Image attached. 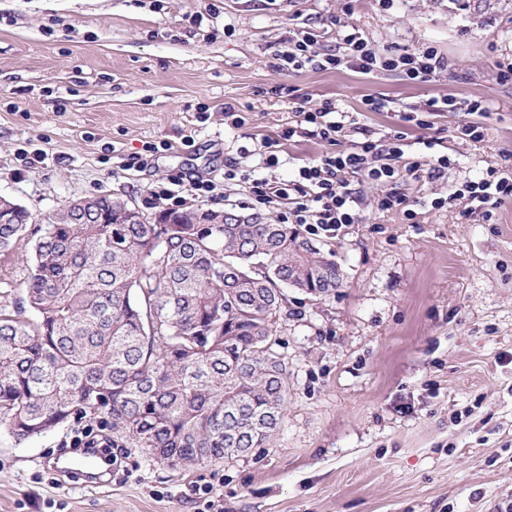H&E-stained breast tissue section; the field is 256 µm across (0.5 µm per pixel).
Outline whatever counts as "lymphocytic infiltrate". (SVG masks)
I'll return each mask as SVG.
<instances>
[{
    "label": "lymphocytic infiltrate",
    "instance_id": "1",
    "mask_svg": "<svg viewBox=\"0 0 512 512\" xmlns=\"http://www.w3.org/2000/svg\"><path fill=\"white\" fill-rule=\"evenodd\" d=\"M344 48L336 53H326L320 48L318 34L314 29L302 28L291 40L288 51L272 55L270 68L273 72L284 70L299 71L308 66L337 70L347 68L361 74L376 71H397L407 79L418 83H429L448 67V60L439 49L429 42H422L413 48H396L386 53H377L371 42L364 38L358 28H351L341 36ZM288 105L295 119L294 125L283 132L284 139H292L297 127H304L307 135L328 144L329 149L299 167L288 179L269 177V170L278 168L280 161L273 154L272 142H265L259 165L264 176L250 178L240 171L236 163H227L222 180L197 179L183 183L173 178V186L164 190L167 200L177 199V187L188 186L194 195L205 197L214 192L219 184L246 182L250 185V199L253 206L274 208L278 211L280 223L304 227L308 234L335 237L345 224L360 221L355 211V191L350 186V177L381 186L383 192L377 208L381 211L399 210L406 217H414L411 201L396 191L395 184L403 177H428L440 179L448 172L451 163L448 155L433 153L432 141H424L423 151L414 160H406L402 143L407 134L395 132L384 139L365 137L363 125L352 113L343 111L336 101L323 99L310 104L300 94H289ZM464 112L465 117L455 129L456 138L480 142L485 137L484 116L490 112L486 101L480 99L457 100L452 96L433 99L427 109L405 113L404 120L411 127L425 130L430 128L429 116L434 112ZM358 134V141L349 148L338 149L337 143L343 133ZM453 198L466 200L463 217L481 214L484 221L495 223L499 209L512 201V168L490 167L481 178L456 186Z\"/></svg>",
    "mask_w": 512,
    "mask_h": 512
}]
</instances>
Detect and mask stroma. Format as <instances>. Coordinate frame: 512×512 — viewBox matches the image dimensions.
Wrapping results in <instances>:
<instances>
[{"instance_id": "1", "label": "stroma", "mask_w": 512, "mask_h": 512, "mask_svg": "<svg viewBox=\"0 0 512 512\" xmlns=\"http://www.w3.org/2000/svg\"><path fill=\"white\" fill-rule=\"evenodd\" d=\"M342 0H0V196L31 221L0 250V308L23 306L41 219L68 202L112 194L144 215L171 208L170 179L218 178L226 161L255 169V149L280 142L276 177L325 151L282 139L291 86L360 115L383 136L434 141L446 179L400 181L425 199L414 220L380 212L379 186L358 188L360 223L316 244L343 280L315 300L288 290L274 330L288 399L271 445L194 469L128 443L112 450L101 484L58 477L48 460L70 448L68 423L20 443L0 426V512H507L512 506V203L495 223L429 200L479 178L512 154V87L496 61L512 58V0H358L348 24L378 52L432 42L448 68L428 84L396 72H272V52L313 28L340 43ZM202 16L194 25L192 16ZM383 99L367 111L363 99ZM448 95L485 100L484 141L452 137L461 116L439 112L424 131L404 112ZM206 104L199 116L198 104ZM244 117L224 123L225 106ZM46 153L35 161L33 149ZM137 165L127 168L129 158ZM211 490L210 499L194 495Z\"/></svg>"}]
</instances>
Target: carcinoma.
Here are the masks:
<instances>
[{
	"label": "carcinoma",
	"mask_w": 512,
	"mask_h": 512,
	"mask_svg": "<svg viewBox=\"0 0 512 512\" xmlns=\"http://www.w3.org/2000/svg\"><path fill=\"white\" fill-rule=\"evenodd\" d=\"M44 217L26 298L0 309V424L21 442L85 418L185 468L270 445L287 368L276 350L281 286L322 299L340 266L301 229L220 212L145 217L110 195ZM0 249L30 214L0 206Z\"/></svg>",
	"instance_id": "obj_1"
}]
</instances>
